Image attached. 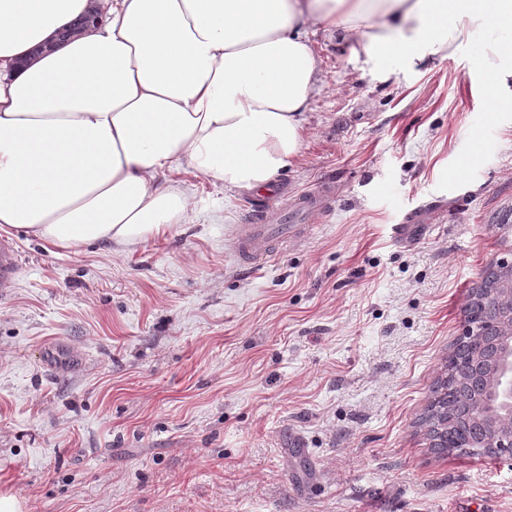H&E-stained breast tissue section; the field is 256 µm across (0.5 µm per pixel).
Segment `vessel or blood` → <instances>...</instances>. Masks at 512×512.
Listing matches in <instances>:
<instances>
[{
    "instance_id": "vessel-or-blood-1",
    "label": "vessel or blood",
    "mask_w": 512,
    "mask_h": 512,
    "mask_svg": "<svg viewBox=\"0 0 512 512\" xmlns=\"http://www.w3.org/2000/svg\"><path fill=\"white\" fill-rule=\"evenodd\" d=\"M329 193L327 185H320L314 191L305 193L294 199L290 213L305 217L321 210ZM261 214H253L250 223L241 225L231 239V246L237 258L246 265H252L274 255L288 238L296 236L302 227L298 224H265ZM19 264L13 244L6 240L0 241V291L12 288L18 273Z\"/></svg>"
}]
</instances>
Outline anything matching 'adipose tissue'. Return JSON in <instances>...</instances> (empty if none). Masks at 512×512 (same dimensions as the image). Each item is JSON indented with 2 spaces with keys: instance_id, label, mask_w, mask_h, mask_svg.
Masks as SVG:
<instances>
[{
  "instance_id": "adipose-tissue-1",
  "label": "adipose tissue",
  "mask_w": 512,
  "mask_h": 512,
  "mask_svg": "<svg viewBox=\"0 0 512 512\" xmlns=\"http://www.w3.org/2000/svg\"><path fill=\"white\" fill-rule=\"evenodd\" d=\"M0 0V230L80 251L161 238L187 214V166L255 192L298 158L319 83L310 33L377 63L423 65L494 27L512 0Z\"/></svg>"
}]
</instances>
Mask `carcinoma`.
Instances as JSON below:
<instances>
[{"mask_svg":"<svg viewBox=\"0 0 512 512\" xmlns=\"http://www.w3.org/2000/svg\"><path fill=\"white\" fill-rule=\"evenodd\" d=\"M511 290L512 276L499 262L487 266L471 288L465 323L478 331L482 348L474 352L468 343L458 344L419 421L430 448L441 456L488 458L480 446L491 438L497 419L481 413V405L501 353L500 325Z\"/></svg>","mask_w":512,"mask_h":512,"instance_id":"cac0c4a2","label":"carcinoma"}]
</instances>
